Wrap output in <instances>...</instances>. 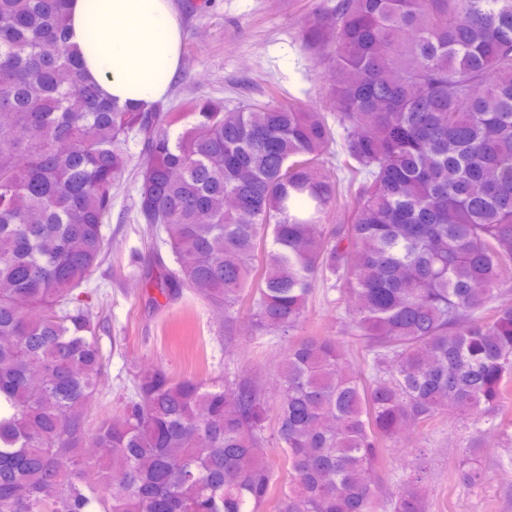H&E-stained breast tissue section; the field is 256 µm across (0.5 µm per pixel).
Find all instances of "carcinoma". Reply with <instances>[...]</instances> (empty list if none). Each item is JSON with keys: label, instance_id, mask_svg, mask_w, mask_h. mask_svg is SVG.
<instances>
[{"label": "carcinoma", "instance_id": "carcinoma-1", "mask_svg": "<svg viewBox=\"0 0 512 512\" xmlns=\"http://www.w3.org/2000/svg\"><path fill=\"white\" fill-rule=\"evenodd\" d=\"M66 2L0 0V512H427L425 473L385 489L382 450L450 408L496 418L512 391V302L494 303L512 282V0L312 13L298 41L333 62L334 127L301 102L119 107L82 78ZM132 138L135 219L174 264L155 254L145 287L226 323L245 306L261 340L291 335L320 282L366 375L329 336L288 342L264 381L145 367L89 429L105 381L78 289L111 250Z\"/></svg>", "mask_w": 512, "mask_h": 512}]
</instances>
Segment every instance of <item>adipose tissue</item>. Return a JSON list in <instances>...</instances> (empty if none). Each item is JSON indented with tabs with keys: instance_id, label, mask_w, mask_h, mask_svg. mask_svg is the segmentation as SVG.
I'll list each match as a JSON object with an SVG mask.
<instances>
[{
	"instance_id": "obj_1",
	"label": "adipose tissue",
	"mask_w": 512,
	"mask_h": 512,
	"mask_svg": "<svg viewBox=\"0 0 512 512\" xmlns=\"http://www.w3.org/2000/svg\"><path fill=\"white\" fill-rule=\"evenodd\" d=\"M69 11L82 71L113 102L140 108L165 98L183 43L171 0H69Z\"/></svg>"
}]
</instances>
